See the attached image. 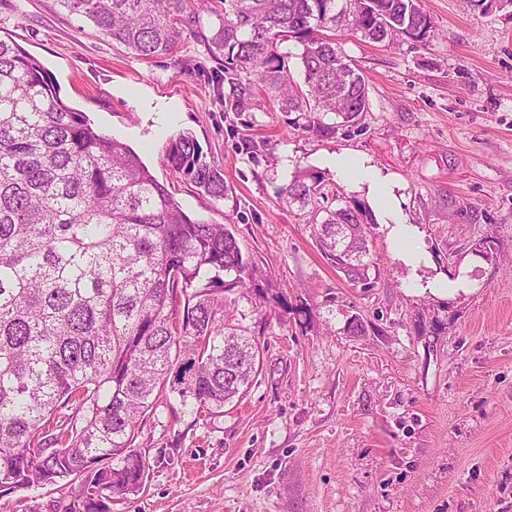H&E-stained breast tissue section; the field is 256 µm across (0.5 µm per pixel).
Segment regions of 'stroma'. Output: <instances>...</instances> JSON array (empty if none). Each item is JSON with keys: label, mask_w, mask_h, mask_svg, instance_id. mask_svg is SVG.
Segmentation results:
<instances>
[{"label": "stroma", "mask_w": 512, "mask_h": 512, "mask_svg": "<svg viewBox=\"0 0 512 512\" xmlns=\"http://www.w3.org/2000/svg\"><path fill=\"white\" fill-rule=\"evenodd\" d=\"M427 39L336 40L364 76L358 128L323 137L305 112L268 97L224 109L204 34L144 59L70 14L59 0H0L12 37L94 128L130 146L191 218L229 224L258 279L224 296L227 320L258 345V371L219 413L168 406L136 441L150 471L112 512H512V5L421 0ZM192 134L230 192L216 199L166 160ZM259 147L242 151L243 140ZM356 153L395 183L400 222L423 258L405 264L384 220L368 210L375 288L352 287L319 253L309 211L281 192L309 169L337 205L364 193L325 165ZM249 220H236L238 209ZM494 233L498 263L471 251ZM455 281L457 294L425 292ZM371 323L350 335L351 316ZM63 482L0 498V512H65Z\"/></svg>", "instance_id": "35a3bbf8"}]
</instances>
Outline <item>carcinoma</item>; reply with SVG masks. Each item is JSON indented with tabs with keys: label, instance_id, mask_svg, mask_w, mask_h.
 Listing matches in <instances>:
<instances>
[{
	"label": "carcinoma",
	"instance_id": "1",
	"mask_svg": "<svg viewBox=\"0 0 512 512\" xmlns=\"http://www.w3.org/2000/svg\"><path fill=\"white\" fill-rule=\"evenodd\" d=\"M136 55L167 54L200 27L210 0H59ZM207 39L224 55V111L266 95L308 112L321 136L360 124L366 83L336 43L421 41L420 0H222ZM301 44L303 84L279 46ZM333 114L328 124L322 116ZM167 161L214 197L224 176L196 139H171ZM311 208L322 257L354 287L373 288L361 205L333 208L320 176L282 189ZM257 272L232 230L182 211L136 152L69 107L40 62L0 38V490L78 483L66 512H112L144 486L139 422L167 380L181 406L218 413L253 380L259 349L224 324V293ZM230 276L226 280L223 275Z\"/></svg>",
	"mask_w": 512,
	"mask_h": 512
}]
</instances>
